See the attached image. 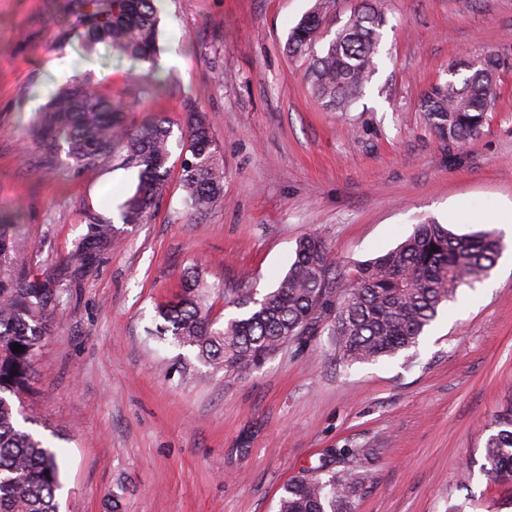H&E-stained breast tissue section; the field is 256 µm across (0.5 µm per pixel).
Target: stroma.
<instances>
[{"label": "stroma", "mask_w": 512, "mask_h": 512, "mask_svg": "<svg viewBox=\"0 0 512 512\" xmlns=\"http://www.w3.org/2000/svg\"><path fill=\"white\" fill-rule=\"evenodd\" d=\"M315 0H165L154 68L140 78L111 47L85 54L67 0H0V220L26 249L25 272L59 263L87 212L116 220L111 251L73 289L46 336L24 400L25 430L62 462L59 512H277L288 482L330 449L352 495L336 512H512V484L481 469L492 423L512 404V0H382L376 70L351 111L310 87L308 56L285 50ZM502 60L480 135L441 141L424 95L459 58ZM72 78L126 108L137 126L188 107L209 117L224 205H184L182 154L144 224L119 223L136 172L119 159L43 164L30 119ZM496 231L490 278L461 288L418 348L339 363L328 336L284 347L260 369L225 375L148 336L187 272L212 312L236 315L240 290L274 288L297 242L320 233L345 267L394 248L415 224Z\"/></svg>", "instance_id": "35a3bbf8"}]
</instances>
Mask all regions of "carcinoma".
I'll list each match as a JSON object with an SVG mask.
<instances>
[{"label":"carcinoma","instance_id":"cac0c4a2","mask_svg":"<svg viewBox=\"0 0 512 512\" xmlns=\"http://www.w3.org/2000/svg\"><path fill=\"white\" fill-rule=\"evenodd\" d=\"M161 0H68L72 30L88 50L99 43L131 60L151 63L156 54ZM326 14V0L291 29L287 51L311 56V91L325 105L350 111L375 70L384 14L372 0L337 31L322 53L314 52ZM501 59L487 53L478 65L455 61L450 79L423 97L426 124L442 140L463 145L478 136L495 109V77ZM32 131L46 151V162L63 154L72 167L96 166L118 156L137 170L132 194L120 207L125 224L147 221L166 188L172 129L157 117L137 127L125 123L124 107L99 95L90 82L76 79L58 89L33 114ZM185 205L206 214L224 199L218 147L205 115L189 110L181 131ZM0 224V267L24 260L22 246ZM112 221L87 215L85 233L65 263L40 275L0 279V512H59L61 464L55 449L22 429L16 419L29 392L39 349L52 320L62 314L76 286L115 238ZM492 231L455 234L431 221L416 226L397 247L347 270L329 258L318 235L300 239L288 272L272 291L256 297L248 289L233 304L238 316L219 324L207 303V285L186 275L181 292L158 309L157 332L171 334L198 362L226 373L257 369L284 345L306 348L328 332L336 359L354 364L391 357L418 346L458 290L486 280L502 253ZM22 346L15 352L12 345ZM496 432L485 442L483 471L512 480V410L497 415ZM324 460L284 487L278 512H335L336 500L354 486Z\"/></svg>","mask_w":512,"mask_h":512}]
</instances>
